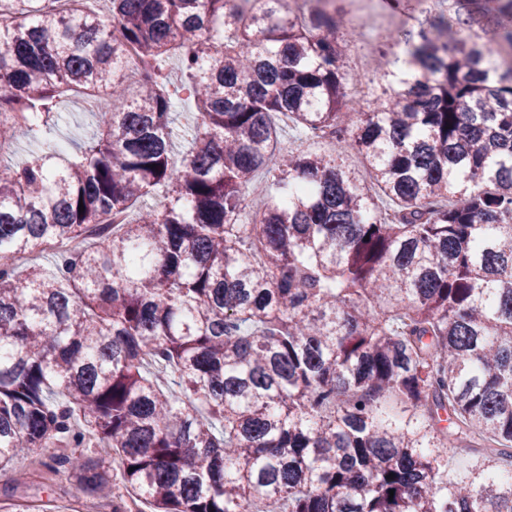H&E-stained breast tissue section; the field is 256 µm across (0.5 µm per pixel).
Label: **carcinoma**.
<instances>
[{"instance_id": "cac0c4a2", "label": "carcinoma", "mask_w": 512, "mask_h": 512, "mask_svg": "<svg viewBox=\"0 0 512 512\" xmlns=\"http://www.w3.org/2000/svg\"><path fill=\"white\" fill-rule=\"evenodd\" d=\"M105 2L0 0V157L28 143L0 163V472L110 500L118 474L149 512H512V24L415 16L365 111L342 10ZM71 97L97 111L68 156ZM448 467L442 473L443 479H456L462 476L469 466L474 465L478 459L468 448H447Z\"/></svg>"}]
</instances>
